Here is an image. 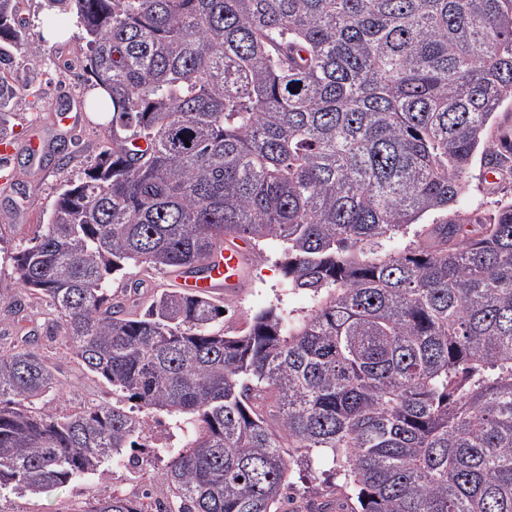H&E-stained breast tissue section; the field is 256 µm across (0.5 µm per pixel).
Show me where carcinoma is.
<instances>
[{
  "instance_id": "cac0c4a2",
  "label": "carcinoma",
  "mask_w": 512,
  "mask_h": 512,
  "mask_svg": "<svg viewBox=\"0 0 512 512\" xmlns=\"http://www.w3.org/2000/svg\"><path fill=\"white\" fill-rule=\"evenodd\" d=\"M0 0V64L25 45ZM85 31L112 146L14 257L67 349L134 402L59 415L50 365L0 351V495L45 493L182 435L157 482L90 512H281L288 448L327 450L349 512H512V201L460 211L512 102V0H49ZM433 217L402 245L411 226ZM228 237L278 248L279 302L224 332ZM136 270L122 297L112 276Z\"/></svg>"
}]
</instances>
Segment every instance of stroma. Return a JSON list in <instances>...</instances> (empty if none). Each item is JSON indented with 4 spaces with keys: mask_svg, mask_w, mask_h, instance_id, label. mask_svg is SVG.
<instances>
[{
    "mask_svg": "<svg viewBox=\"0 0 512 512\" xmlns=\"http://www.w3.org/2000/svg\"><path fill=\"white\" fill-rule=\"evenodd\" d=\"M23 13L27 48H36L38 56L30 58L27 49L20 48L12 55V76L18 90L8 109L16 151L9 157L0 156V349L12 346L21 337H29L34 350L47 359L60 383L52 408L66 415L87 405L112 402V387L103 378L83 370L65 349L52 309L45 300L26 299L21 315L8 313V305L21 294L13 258L40 233L63 181L88 169L104 147L110 145L109 120L88 114L85 125L75 132L78 151L68 162L32 159L26 144L33 133H41L49 143L63 135L56 126V97L66 90L71 100L81 101L88 82L80 68L69 65L85 45L84 31L75 14L61 17L69 29L66 41L51 43L42 36L51 15L45 0H24ZM483 174V160H475L462 206L467 210L480 209L488 215L498 201L512 198V172L498 177L493 185L485 182ZM276 259L274 248H267L262 257L256 258L241 288L224 296L226 332L242 329L258 310L283 296V272ZM286 299L295 309L306 305L298 295ZM123 457L124 465L104 463L94 474L48 493L16 492L0 497V512H85L89 503L115 490L133 499L140 498L147 478L160 475L166 461L156 451L154 436L150 434L145 435L141 448L124 452ZM330 466L331 458L327 455L295 465L289 500L281 512H308L313 505L340 498L336 479L325 475Z\"/></svg>",
    "mask_w": 512,
    "mask_h": 512,
    "instance_id": "obj_1",
    "label": "stroma"
}]
</instances>
